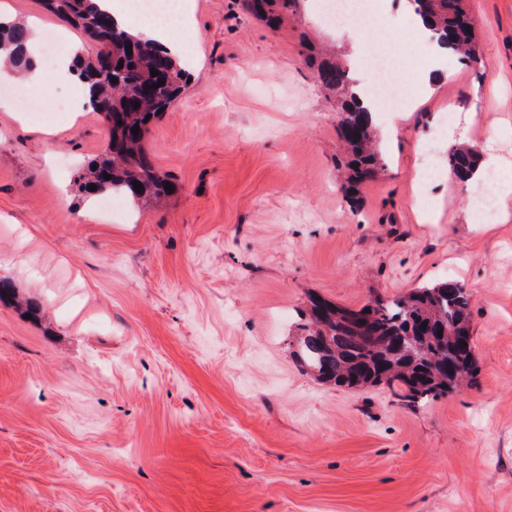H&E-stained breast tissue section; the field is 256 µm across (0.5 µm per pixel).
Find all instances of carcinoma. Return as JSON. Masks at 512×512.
<instances>
[{"mask_svg": "<svg viewBox=\"0 0 512 512\" xmlns=\"http://www.w3.org/2000/svg\"><path fill=\"white\" fill-rule=\"evenodd\" d=\"M48 13L69 21L85 33H94L108 48L111 68L90 52L77 57V81L89 93V102L102 113L107 138L100 153L80 176L77 191L159 204L172 192L170 178L155 167L146 150L151 126L181 95L189 73L159 46L116 29L112 15L97 0H52ZM244 9L274 24L278 10L294 11L299 0H241ZM413 13L430 32L429 40L445 46L464 64L479 62L474 21L464 0H409ZM29 29L20 23L0 24V57L18 66L28 63ZM132 48L127 54L126 48ZM159 72L152 76L151 71ZM164 81L154 87L158 81ZM321 86L343 98L338 135L347 153V173L341 190L359 204V186L384 165L378 146L373 112L360 106L359 91L349 70L323 60L317 68ZM139 107H134V103ZM139 127L138 134L132 128ZM479 164L471 146L454 145L448 167L466 182ZM110 178H105V175ZM142 184L135 191L134 182ZM96 186L95 191L88 190ZM470 298L457 280L447 278L389 299H376L360 308L340 307L324 298L310 299L304 334L298 337L301 363L319 377L349 388L385 382L399 384L415 402L434 399L469 384L476 373L470 328ZM466 346H461V343Z\"/></svg>", "mask_w": 512, "mask_h": 512, "instance_id": "cac0c4a2", "label": "carcinoma"}]
</instances>
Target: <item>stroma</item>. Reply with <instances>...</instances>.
Returning a JSON list of instances; mask_svg holds the SVG:
<instances>
[{
	"label": "stroma",
	"mask_w": 512,
	"mask_h": 512,
	"mask_svg": "<svg viewBox=\"0 0 512 512\" xmlns=\"http://www.w3.org/2000/svg\"><path fill=\"white\" fill-rule=\"evenodd\" d=\"M301 0L277 24L239 0H193L199 65L147 150L178 187L128 219L86 217L75 183L107 136L76 80L69 112L33 121L0 81V277L41 300L0 303V512H512V195L473 224L446 167L442 115L512 178V0H466L481 62L401 56L405 119L376 114L385 165L338 183L342 107L309 57H349L347 29ZM13 20L85 41L39 0ZM453 278L467 289L472 386L410 402L304 369L310 296L358 308Z\"/></svg>",
	"instance_id": "obj_1"
}]
</instances>
